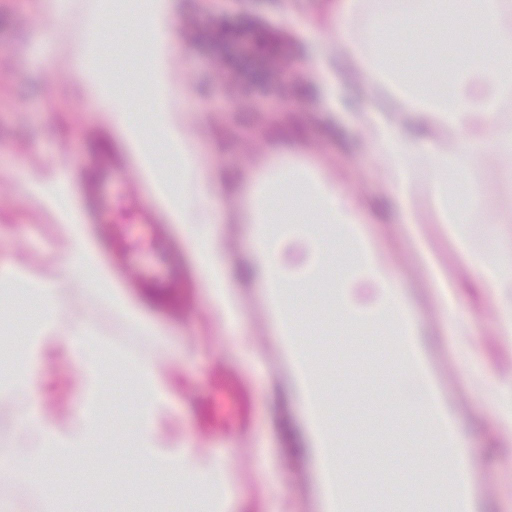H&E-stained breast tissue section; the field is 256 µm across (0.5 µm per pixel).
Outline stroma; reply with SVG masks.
I'll use <instances>...</instances> for the list:
<instances>
[{"label":"stroma","mask_w":512,"mask_h":512,"mask_svg":"<svg viewBox=\"0 0 512 512\" xmlns=\"http://www.w3.org/2000/svg\"><path fill=\"white\" fill-rule=\"evenodd\" d=\"M96 7L95 0H72L70 28L59 31L49 25L46 0H0V263L23 280L49 277L70 253L53 162L68 163L80 183L95 177L89 161L101 155L102 142H111V154L122 152L107 117L84 103L71 74L80 53L104 80L112 78V42L128 28L118 18L108 30H93ZM323 9L324 0H299L287 22L283 0H179L182 52L174 71L187 84L181 109L203 116L192 132L194 147L216 171L235 172L287 149L293 128L307 159L331 168L337 185L359 199L365 233L386 257L428 340L435 381L464 438L474 512H512V434L496 426L500 382L512 374V343L502 334L512 288H483L469 261L470 254L512 241V181L503 179L493 158L474 163L466 175L481 202L456 232L434 211L426 165L417 167L409 209L384 205L379 165L356 122L369 103L362 85L350 78L332 101L306 91L304 62L325 43L324 32L310 23ZM112 182L113 228L128 229L141 260L152 261L131 193L140 182L135 167L113 174ZM435 270L447 279L456 309L446 322L430 286ZM238 298L236 316L220 327L204 274H197L176 316L150 296L133 295L161 333L157 343L73 285L70 313L90 316L113 360L90 392L79 364L51 353L44 392L29 404L0 373V461L14 460L29 415L46 414L62 426L92 402L104 414L102 446L112 452V475L124 478L122 440L133 395L122 385L131 374L123 359L163 357L171 363L166 437L174 443L192 437L194 455L223 459L232 496L227 512H322L320 464L306 449L305 407L291 385L276 321L257 283H240ZM301 330L344 448L358 449L359 466L373 472L381 468L376 449H390L399 465L393 484L403 486L409 471L401 450L410 435L397 418L401 392L384 337L355 334L337 320L307 319ZM96 469L80 457L59 459L41 487L0 479V501L10 502L13 512H78L91 498L100 512H190L185 495L146 491L132 501L119 487L101 499L89 478Z\"/></svg>","instance_id":"obj_1"}]
</instances>
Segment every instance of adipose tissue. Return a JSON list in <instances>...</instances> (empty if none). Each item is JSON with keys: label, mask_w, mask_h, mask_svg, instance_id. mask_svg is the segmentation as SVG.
<instances>
[{"label": "adipose tissue", "mask_w": 512, "mask_h": 512, "mask_svg": "<svg viewBox=\"0 0 512 512\" xmlns=\"http://www.w3.org/2000/svg\"><path fill=\"white\" fill-rule=\"evenodd\" d=\"M326 15L338 18L337 36L305 64L313 85L335 92L352 67L369 96L392 99L393 116L367 107L357 117L381 161L390 197L409 201L414 160L420 156L430 167L435 206L445 222L468 223L479 198L461 172L488 153L512 159V125L497 118L502 98L512 93V15L505 0H410L402 11L373 9L370 0H336ZM363 17L368 20L364 28L359 25ZM179 23L172 0H151L142 21L149 109L135 105L124 86V50L113 54L111 88H104L83 59H75L73 71L85 99L109 116L142 179L152 184L166 223L180 225L189 238L212 285L217 313L233 312L238 280L230 258L214 251L210 228L220 218L249 225V269L275 317L292 382L306 405L311 449L321 462L323 512H336V456L342 444L330 424L325 394L312 375L311 354L300 339L305 302L318 288H326L334 311L354 330L377 325L388 336L400 371L419 386L400 416L412 424L413 441L432 449L431 463L446 465L448 408L433 382L420 329L382 256L366 237L357 203L337 188L335 177L296 154H276L225 180L224 213L216 215L210 166L190 141L189 113L178 107L186 92L185 82L172 71L180 54L173 39ZM410 27L441 35L467 30L468 41L454 47V70H447L442 56L431 59L426 49L410 52L393 42L395 32ZM293 243L307 253L306 264H291L288 248ZM471 261L485 287H512V246L496 245L490 252L472 255ZM74 279L143 335L158 334L124 288L104 286L100 272L87 262L82 236H73L58 276L28 291L42 322L25 347V366L14 383L18 395L37 396L41 368L54 348L70 350L82 363L88 385L96 383L105 355L91 322L74 330L63 319ZM359 283L375 289L372 305L356 301L353 287ZM168 369L163 358L136 363L140 386L137 417L128 430L129 454L150 462L156 491L191 493L194 512H223V461L202 462L163 444L160 416L169 401ZM25 433L36 442L22 448L11 475L36 485L42 481L46 459L85 454L98 437V427L91 413L63 427L39 417Z\"/></svg>", "instance_id": "adipose-tissue-1"}]
</instances>
